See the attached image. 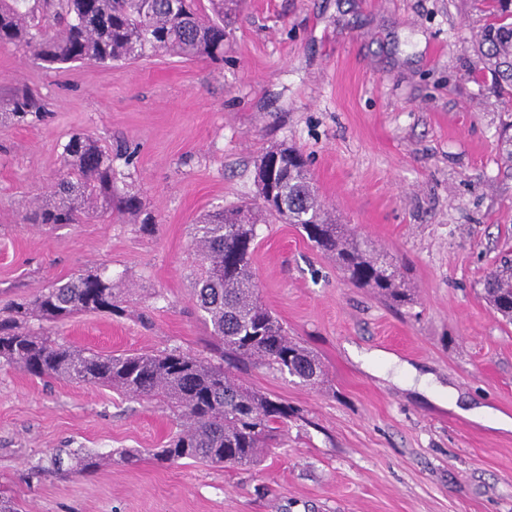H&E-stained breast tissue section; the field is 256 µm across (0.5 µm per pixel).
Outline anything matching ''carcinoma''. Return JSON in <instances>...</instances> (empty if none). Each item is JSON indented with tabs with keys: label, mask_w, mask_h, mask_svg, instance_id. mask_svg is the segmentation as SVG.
Returning <instances> with one entry per match:
<instances>
[{
	"label": "carcinoma",
	"mask_w": 512,
	"mask_h": 512,
	"mask_svg": "<svg viewBox=\"0 0 512 512\" xmlns=\"http://www.w3.org/2000/svg\"><path fill=\"white\" fill-rule=\"evenodd\" d=\"M208 2L206 12L196 0H0V46L24 47L49 70L86 61L134 62L157 53L218 58L238 0ZM488 2L486 23L474 35L477 62L500 92L512 96V0ZM41 119L42 106L28 90L0 102L1 123L33 126ZM116 180L112 151L91 134L74 133L63 145L53 190L33 203L24 222L57 228L90 214L139 215L140 197L116 196ZM257 185L262 203L222 207L196 225L193 301L220 362L178 349L102 354L52 335L53 325L82 312H122V288L112 278L80 274L3 308L0 364L39 379L100 385L130 399L164 404L176 431L164 447L151 449L159 462L189 460L228 469L259 465L295 411L243 386L233 370L254 365L313 386L322 382L323 370L313 352L288 336L257 299L252 266L257 225L269 216L296 224L314 247L335 258L348 282L395 306L413 298L395 262L370 253L349 225L336 223L300 151L267 150ZM483 292L490 307L512 323V260L488 272ZM72 460L70 475L98 467L91 450L73 454Z\"/></svg>",
	"instance_id": "carcinoma-1"
}]
</instances>
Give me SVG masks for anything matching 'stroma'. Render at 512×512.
Here are the masks:
<instances>
[{
    "instance_id": "obj_1",
    "label": "stroma",
    "mask_w": 512,
    "mask_h": 512,
    "mask_svg": "<svg viewBox=\"0 0 512 512\" xmlns=\"http://www.w3.org/2000/svg\"><path fill=\"white\" fill-rule=\"evenodd\" d=\"M482 0H242L224 59L169 55L44 70L0 47V98L29 86L46 117L0 124V306L53 281L106 272L119 315L60 328L82 349L177 348L205 357L194 226L256 197L275 146L309 159L322 197L400 265L414 301L394 307L346 281L293 224L257 229L261 302L321 361L322 383L252 368L247 386L297 417L245 470L149 456L169 411L110 388L0 367V489L24 512H512V324L482 297L512 255V164L500 139L512 98L482 72L471 39ZM85 132L111 147L118 192L153 225L90 217L25 224L51 191L62 146ZM62 448L98 453L88 476L32 470ZM141 451L133 465L122 452Z\"/></svg>"
}]
</instances>
